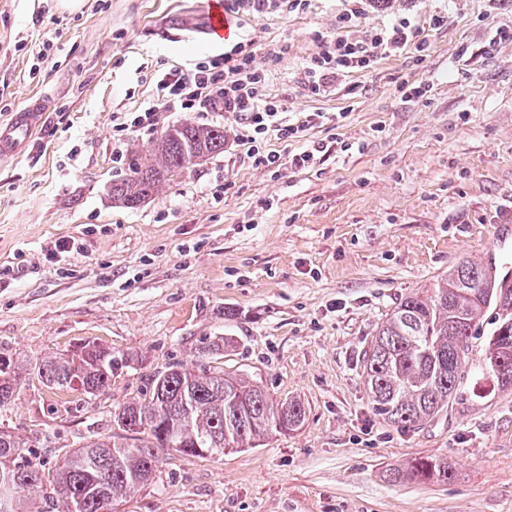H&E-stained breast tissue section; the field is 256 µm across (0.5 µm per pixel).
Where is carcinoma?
Listing matches in <instances>:
<instances>
[{
  "instance_id": "obj_1",
  "label": "carcinoma",
  "mask_w": 512,
  "mask_h": 512,
  "mask_svg": "<svg viewBox=\"0 0 512 512\" xmlns=\"http://www.w3.org/2000/svg\"><path fill=\"white\" fill-rule=\"evenodd\" d=\"M224 126L176 122L164 129L144 156L134 150L126 174L112 181L110 198L135 208L157 196L173 177L224 153ZM485 271L482 262L467 259L448 269L431 288L404 298L381 325L364 354L363 375L374 411L394 424L420 426L438 416L457 398L468 376L469 340L484 322L488 347L475 382L491 379L500 389H512V293L479 291ZM224 353V338L198 348V363L150 378L145 394L114 410V423L129 421L128 442L89 438L49 466L21 458L24 443L14 435L0 441V488L11 487V505L0 512H27L22 494L37 492L45 501H60L63 512H110L112 502L143 488L157 478L161 454L184 457L194 449L211 455L227 448L251 447L273 432H286L305 418L296 400L280 407L256 382L204 369L203 361ZM95 344L87 355L62 363L58 356L29 365L45 387L67 390L79 379L84 393L105 395L114 371L124 365ZM19 370L0 378V406L17 396ZM405 476L419 482L451 479L452 468L443 458L411 460Z\"/></svg>"
}]
</instances>
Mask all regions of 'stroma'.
<instances>
[{"label": "stroma", "instance_id": "1", "mask_svg": "<svg viewBox=\"0 0 512 512\" xmlns=\"http://www.w3.org/2000/svg\"><path fill=\"white\" fill-rule=\"evenodd\" d=\"M208 0H0V122L44 94L51 110L26 152L0 161V356L41 359L96 341L130 361L108 396L53 391L37 380L0 407V430L55 462L91 436L148 377L192 366L227 340L226 372L273 397L300 400L302 424L219 457L168 456L154 483L112 512H512V389L463 387L433 421L401 427L377 415L363 356L386 316L449 266L490 261L512 229V0H395L365 26L413 17L427 45L380 59L327 96L302 85L317 33L336 30L340 0H308L239 35L281 46L267 91L291 118L342 113L307 139L349 151L315 167H256L247 145L186 171L139 207L113 204V117L156 101L172 68L223 55L198 35ZM442 13V28L430 26ZM44 57L31 48L45 38ZM428 84L420 103L402 84ZM235 129L229 112H162L126 149H146L169 123ZM82 243L60 263L61 240ZM416 457H442L445 482L404 477Z\"/></svg>", "mask_w": 512, "mask_h": 512}]
</instances>
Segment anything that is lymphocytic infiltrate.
Returning a JSON list of instances; mask_svg holds the SVG:
<instances>
[{
    "mask_svg": "<svg viewBox=\"0 0 512 512\" xmlns=\"http://www.w3.org/2000/svg\"><path fill=\"white\" fill-rule=\"evenodd\" d=\"M307 0H229L228 11L240 25L272 13L289 14L299 10ZM371 0H343L336 17V31L317 35V50L303 69V84L315 95L330 93L336 82L349 73L373 68L378 59L407 50L425 52L424 40L411 19L397 15L387 26L363 27ZM281 47L250 39L230 44L223 57L203 61L189 68H175L162 73L156 83L155 104L131 112L116 126L118 143L144 128L155 127L162 112L214 110L236 116L234 137L249 144L256 165L271 174L282 166L305 169L325 157L331 148L321 141L306 142L289 156L268 150L271 140L282 142L301 138L317 123L327 121L323 112L307 113L302 120H288L286 100L270 96L267 91L268 62L278 60Z\"/></svg>",
    "mask_w": 512,
    "mask_h": 512,
    "instance_id": "f902f5d3",
    "label": "lymphocytic infiltrate"
}]
</instances>
